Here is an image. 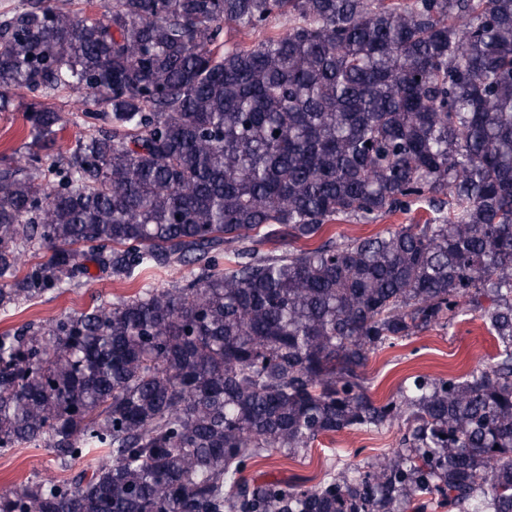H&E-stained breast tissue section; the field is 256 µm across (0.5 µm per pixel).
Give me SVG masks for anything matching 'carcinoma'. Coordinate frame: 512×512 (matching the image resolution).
Returning <instances> with one entry per match:
<instances>
[{
    "label": "carcinoma",
    "mask_w": 512,
    "mask_h": 512,
    "mask_svg": "<svg viewBox=\"0 0 512 512\" xmlns=\"http://www.w3.org/2000/svg\"><path fill=\"white\" fill-rule=\"evenodd\" d=\"M64 90L86 133L47 164L62 117L39 99ZM15 96L36 149L0 164L1 309L91 264L197 270L0 336V451L100 455L0 512H512V0H25L0 20V112ZM468 304L492 363L366 393L372 352ZM401 419L365 472L244 475ZM426 218V213L422 209H418L407 213L389 214L373 224H352L345 221H336V223L328 225V233L324 239L329 236L339 238L371 235L388 228H395L398 224H423Z\"/></svg>",
    "instance_id": "cac0c4a2"
}]
</instances>
